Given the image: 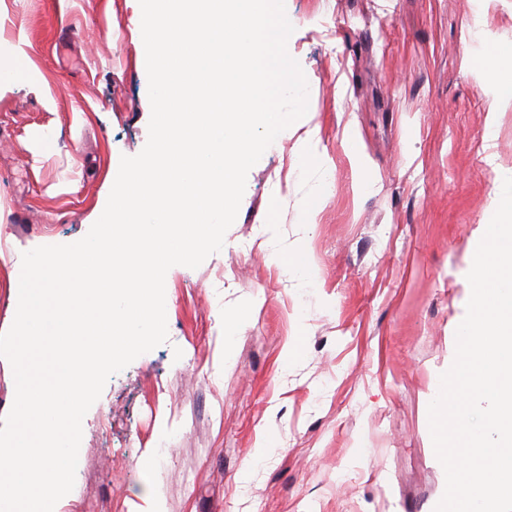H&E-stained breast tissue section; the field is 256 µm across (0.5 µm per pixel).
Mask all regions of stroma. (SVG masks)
Segmentation results:
<instances>
[{
	"instance_id": "35a3bbf8",
	"label": "stroma",
	"mask_w": 512,
	"mask_h": 512,
	"mask_svg": "<svg viewBox=\"0 0 512 512\" xmlns=\"http://www.w3.org/2000/svg\"><path fill=\"white\" fill-rule=\"evenodd\" d=\"M475 4L285 0L320 141L308 153L284 130L222 249L168 270V337L108 379L54 512H130L147 463L167 473L164 512H433L445 476L426 403L494 214ZM1 42L35 76L0 85L3 333L23 253L88 233L151 108L138 0H0ZM299 249L316 285L293 275Z\"/></svg>"
}]
</instances>
